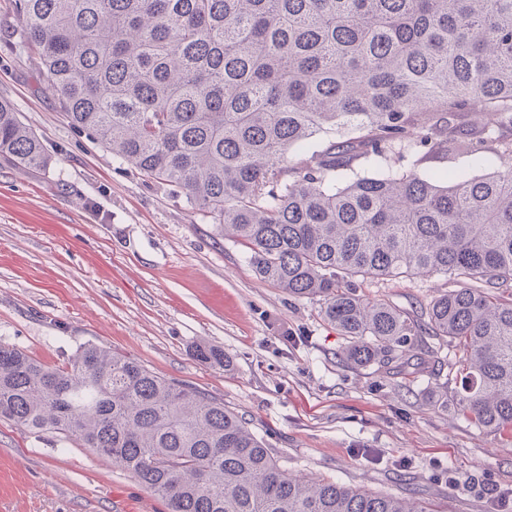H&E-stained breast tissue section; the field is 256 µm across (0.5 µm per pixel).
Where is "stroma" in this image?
Masks as SVG:
<instances>
[{"label":"stroma","mask_w":512,"mask_h":512,"mask_svg":"<svg viewBox=\"0 0 512 512\" xmlns=\"http://www.w3.org/2000/svg\"><path fill=\"white\" fill-rule=\"evenodd\" d=\"M12 0H0V99L40 137L47 166L0 155V342L45 365L83 344L131 356L245 417L282 466L431 512H512V443L432 406L427 380L341 358L344 339L319 302L256 277L242 245L186 198L73 127L38 57L20 53ZM387 169L469 178L490 157ZM443 276L361 283L358 294L421 316L452 289ZM223 348L231 370L196 360ZM0 512H167L111 459L55 433L0 421Z\"/></svg>","instance_id":"1"}]
</instances>
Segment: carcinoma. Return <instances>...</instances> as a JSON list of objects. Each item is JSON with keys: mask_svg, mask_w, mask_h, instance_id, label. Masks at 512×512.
Instances as JSON below:
<instances>
[{"mask_svg": "<svg viewBox=\"0 0 512 512\" xmlns=\"http://www.w3.org/2000/svg\"><path fill=\"white\" fill-rule=\"evenodd\" d=\"M24 45L71 125L184 195L244 245L256 276L321 302L346 360L430 373V403L512 433V167L478 178L379 177L396 146L415 162L491 150L512 159V0H13ZM487 112L471 123L472 106ZM327 143L285 161L317 133ZM0 154L48 164L0 100ZM441 274L428 328L364 281ZM449 355L442 354L444 347ZM194 357L231 369L224 350ZM448 366L441 378L434 368ZM0 419L73 437L168 512H429L282 469L224 402L89 344L48 367L0 342Z\"/></svg>", "mask_w": 512, "mask_h": 512, "instance_id": "cac0c4a2", "label": "carcinoma"}]
</instances>
